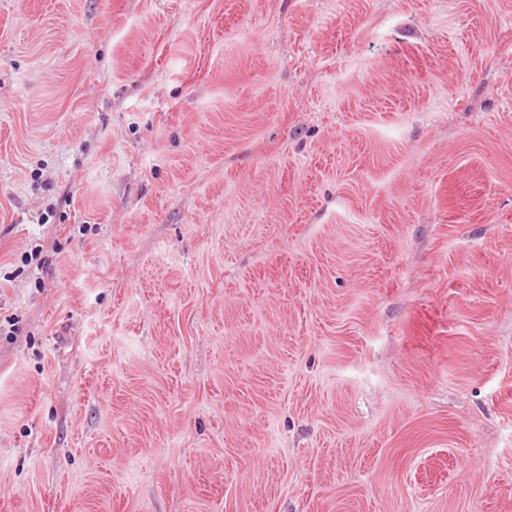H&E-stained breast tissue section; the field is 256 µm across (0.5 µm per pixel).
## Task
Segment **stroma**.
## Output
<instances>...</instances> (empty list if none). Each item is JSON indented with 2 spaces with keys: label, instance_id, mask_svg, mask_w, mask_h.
Returning a JSON list of instances; mask_svg holds the SVG:
<instances>
[{
  "label": "stroma",
  "instance_id": "stroma-1",
  "mask_svg": "<svg viewBox=\"0 0 512 512\" xmlns=\"http://www.w3.org/2000/svg\"><path fill=\"white\" fill-rule=\"evenodd\" d=\"M0 512H512V0H0Z\"/></svg>",
  "mask_w": 512,
  "mask_h": 512
}]
</instances>
